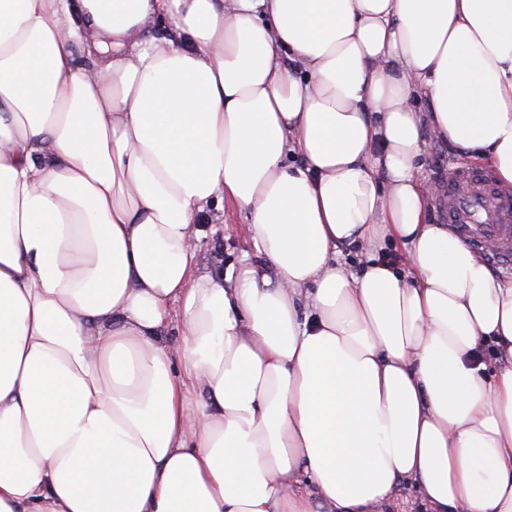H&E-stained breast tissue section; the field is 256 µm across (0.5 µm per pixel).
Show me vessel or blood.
<instances>
[{"label":"vessel or blood","mask_w":512,"mask_h":512,"mask_svg":"<svg viewBox=\"0 0 512 512\" xmlns=\"http://www.w3.org/2000/svg\"><path fill=\"white\" fill-rule=\"evenodd\" d=\"M438 207L443 220L474 246L492 242L494 259L512 262V188L484 168H450Z\"/></svg>","instance_id":"vessel-or-blood-1"}]
</instances>
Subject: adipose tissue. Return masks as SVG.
I'll return each mask as SVG.
<instances>
[{
  "mask_svg": "<svg viewBox=\"0 0 512 512\" xmlns=\"http://www.w3.org/2000/svg\"><path fill=\"white\" fill-rule=\"evenodd\" d=\"M427 134L512 185V0H0V512H512V281ZM215 205L214 201L201 224H196L201 230L196 244L201 267L223 278L228 265L239 262L245 253L251 260L258 255L249 239L246 214L228 204H224V211Z\"/></svg>",
  "mask_w": 512,
  "mask_h": 512,
  "instance_id": "obj_1",
  "label": "adipose tissue"
}]
</instances>
